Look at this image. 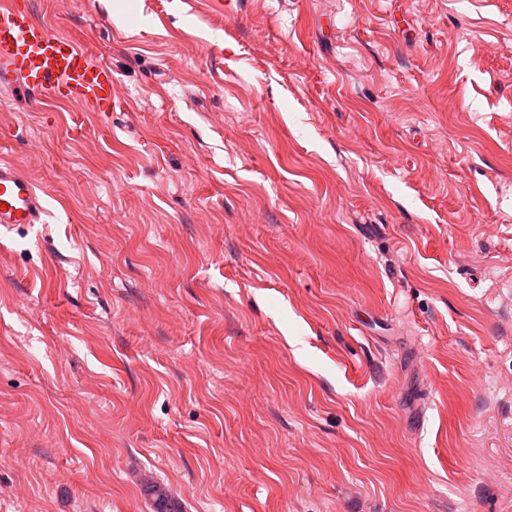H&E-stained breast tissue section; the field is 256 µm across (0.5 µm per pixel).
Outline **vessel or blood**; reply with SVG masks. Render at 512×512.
Here are the masks:
<instances>
[{
  "label": "vessel or blood",
  "instance_id": "obj_1",
  "mask_svg": "<svg viewBox=\"0 0 512 512\" xmlns=\"http://www.w3.org/2000/svg\"><path fill=\"white\" fill-rule=\"evenodd\" d=\"M112 69L70 37L53 32L28 0H0V88L61 98L89 112L108 111ZM43 198L30 178L0 162V228L37 224Z\"/></svg>",
  "mask_w": 512,
  "mask_h": 512
}]
</instances>
